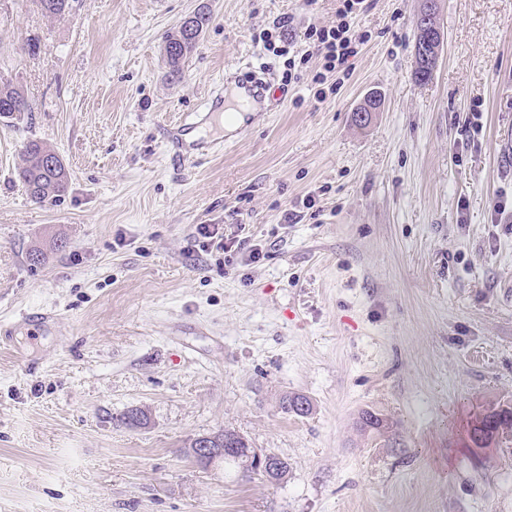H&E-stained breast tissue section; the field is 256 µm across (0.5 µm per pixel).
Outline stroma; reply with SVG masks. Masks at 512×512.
<instances>
[{"mask_svg":"<svg viewBox=\"0 0 512 512\" xmlns=\"http://www.w3.org/2000/svg\"><path fill=\"white\" fill-rule=\"evenodd\" d=\"M203 3L171 77L164 38ZM370 3L319 101L310 75L283 86L261 35L280 24L304 47L337 0H71L55 18L0 0V74L33 106L0 121V512H512V434L464 444L473 417L512 405V223L496 212L512 203V0H438L424 85L420 0ZM263 62L273 109L223 155L175 164L165 126ZM30 139L70 172L55 203L17 176ZM200 224L261 259L199 252ZM291 392L311 414L282 411ZM133 408L147 425L122 422ZM364 409L401 451L357 433ZM223 429L287 478L196 464L190 441Z\"/></svg>","mask_w":512,"mask_h":512,"instance_id":"obj_1","label":"stroma"}]
</instances>
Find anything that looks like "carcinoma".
I'll return each instance as SVG.
<instances>
[{
	"label": "carcinoma",
	"mask_w": 512,
	"mask_h": 512,
	"mask_svg": "<svg viewBox=\"0 0 512 512\" xmlns=\"http://www.w3.org/2000/svg\"><path fill=\"white\" fill-rule=\"evenodd\" d=\"M36 2L48 17L65 14L70 5V0ZM208 22L209 14L200 9L186 17L176 30L165 37L164 55L170 76L181 74L185 61L195 49ZM31 112L32 107L20 87L12 79L0 74V118L21 119ZM50 158L55 159L52 165L48 164ZM18 178L31 200L38 204L59 200L69 187V172L63 161L54 150L38 140H30L24 145ZM355 426L362 435L376 433L391 440V446L398 445L393 436V423L374 411H361ZM509 431H512V410L489 409L471 421L467 431L468 446L476 449L490 448L498 444L500 438Z\"/></svg>",
	"instance_id": "obj_1"
}]
</instances>
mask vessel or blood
I'll list each match as a JSON object with an SVG mask.
<instances>
[{
  "mask_svg": "<svg viewBox=\"0 0 512 512\" xmlns=\"http://www.w3.org/2000/svg\"><path fill=\"white\" fill-rule=\"evenodd\" d=\"M265 76V69L254 68L247 75L235 77V96H227L224 89H215L201 112L190 113L176 121L174 132L167 139L174 161L179 164L193 163L203 156L223 151V135H200L199 128L204 120L211 118L219 124L230 120L235 122L238 133L247 132L255 112L264 109L270 90Z\"/></svg>",
  "mask_w": 512,
  "mask_h": 512,
  "instance_id": "obj_1",
  "label": "vessel or blood"
}]
</instances>
